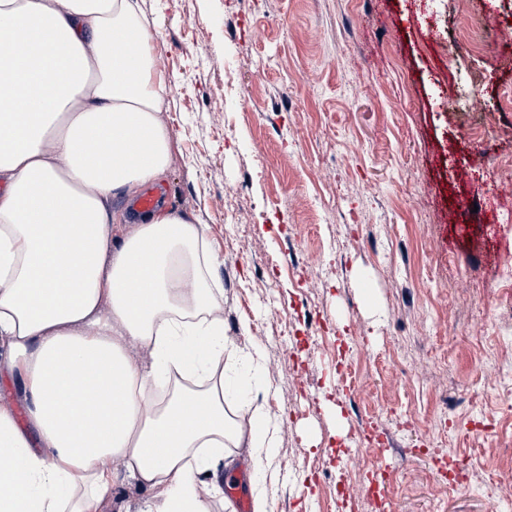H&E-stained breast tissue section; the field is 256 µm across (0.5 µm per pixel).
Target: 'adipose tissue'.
<instances>
[{
	"label": "adipose tissue",
	"mask_w": 512,
	"mask_h": 512,
	"mask_svg": "<svg viewBox=\"0 0 512 512\" xmlns=\"http://www.w3.org/2000/svg\"><path fill=\"white\" fill-rule=\"evenodd\" d=\"M136 0H0V512H104L126 475L141 512H210L225 440L270 453L224 409L222 261L156 210L112 239L113 198L169 166L168 87ZM148 350L149 362L128 353Z\"/></svg>",
	"instance_id": "obj_1"
}]
</instances>
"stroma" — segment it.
<instances>
[{"mask_svg": "<svg viewBox=\"0 0 512 512\" xmlns=\"http://www.w3.org/2000/svg\"><path fill=\"white\" fill-rule=\"evenodd\" d=\"M138 5L161 207L204 226L226 347L264 351L224 377L279 422L271 456L225 447L211 512L239 473L270 512H512V222L485 185L512 168V59L459 43L499 0Z\"/></svg>", "mask_w": 512, "mask_h": 512, "instance_id": "35a3bbf8", "label": "stroma"}]
</instances>
